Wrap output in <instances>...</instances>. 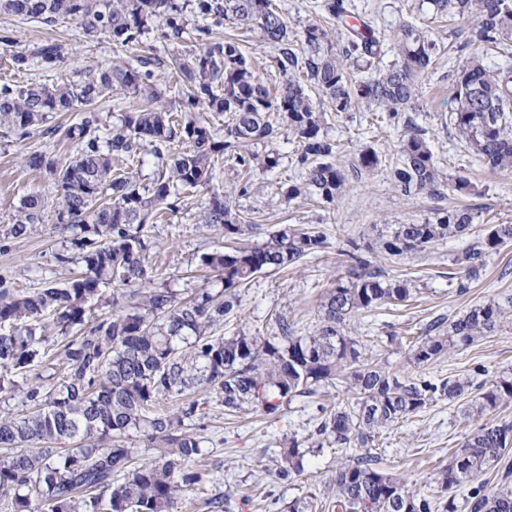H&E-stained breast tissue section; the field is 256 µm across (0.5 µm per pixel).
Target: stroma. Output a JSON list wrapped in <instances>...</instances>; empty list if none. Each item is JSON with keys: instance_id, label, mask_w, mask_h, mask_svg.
I'll return each mask as SVG.
<instances>
[{"instance_id": "stroma-1", "label": "stroma", "mask_w": 512, "mask_h": 512, "mask_svg": "<svg viewBox=\"0 0 512 512\" xmlns=\"http://www.w3.org/2000/svg\"><path fill=\"white\" fill-rule=\"evenodd\" d=\"M275 2L292 31H301L312 22L330 31L336 26L335 20L322 12V0ZM354 4L359 14L376 17L381 27L394 26L409 16L437 36L442 48L438 65L423 80L417 102L406 116L423 129L445 177L468 179L472 191L464 197L449 189L439 197L426 193L403 196L394 185L393 171L399 159L401 138L407 132L404 122L373 125L371 112L364 108L336 114L329 104L322 102L317 90H310V97L320 103L325 113L329 138L341 149L335 161L344 170L346 190L336 204L328 205L316 198L289 202L281 196L280 185L299 176L298 143L285 127L273 144L280 154L278 168L270 172L257 170L247 176L233 160L223 157L215 164V184L229 194L233 209L242 211L256 224V231L246 236V243H262L280 224H315L327 234L328 246L295 266L257 274L243 284L238 290L240 305L225 318L220 335L245 331L273 336L282 316L287 317L297 333L312 331L318 322L323 296L337 279L347 275L343 249L348 242L360 243L373 237L374 226L420 223L462 203L480 207L471 227L472 235L482 234L489 224H512V170L491 172L480 167L448 123L455 95L448 65L461 56L471 20L435 13L429 0H354ZM2 27L13 29L16 41L11 46L0 45V80L22 87L63 83L86 69L127 64L133 56L132 51L116 49L109 34L87 36L78 22L69 18L45 27L0 14ZM214 33L237 38L267 85H282L284 78L274 63L277 51L262 41L259 31L223 24L215 27ZM47 39L59 41L67 51L65 60L55 70L12 69L10 59L14 53L33 52ZM370 147L378 152L380 164L369 174L358 169L357 157ZM74 150V142L40 132L21 141L0 133V283L13 291H31L83 269L79 252L71 243V232L56 224L61 207L57 187L48 175L25 164L26 156L32 152L46 151L65 159ZM247 180L252 183L251 191L239 195L241 184ZM33 192L40 193L46 202L43 223L34 225L24 238L8 237V227L20 200ZM208 201L206 191H187L179 211L163 213L153 225L148 255L154 286L172 288L184 296L203 288L220 290L219 280L201 264L204 254L224 248L222 230L199 224V214ZM467 243L463 237L441 242L413 256L377 257V264L390 275L416 279L420 292L408 305L382 308L356 318L354 327L361 340L363 359L379 360L394 371L405 373L409 343L431 320L457 317L473 305L512 296V244L488 258L485 270L467 294L449 293L448 275L454 267L448 259L463 252ZM61 253L71 256V264L58 266L56 257ZM479 364L485 366V374L473 375V368ZM510 370L512 316L496 332L470 348L443 356L426 368L429 375L443 378L470 374L475 383L486 385L500 372ZM346 399V393L328 386L315 397L293 398L272 415L252 410L230 415L218 396H211L208 415L201 422V434L208 464L222 466L223 477L205 479L192 498L177 500L174 512H207L205 499L224 491L229 484L237 488L233 512H285L290 501L308 495L314 498L313 512H330L332 478L347 456L345 449L326 448L306 454L303 472L286 484L279 483L274 476L275 458L288 438L302 440L316 430L322 417L321 407L329 408ZM468 430L461 419L459 404L441 401L382 429L373 451L380 456L385 470L403 477L409 488L426 492L434 487L439 465L447 462L449 451L459 447Z\"/></svg>"}]
</instances>
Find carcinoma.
<instances>
[{
	"instance_id": "obj_1",
	"label": "carcinoma",
	"mask_w": 512,
	"mask_h": 512,
	"mask_svg": "<svg viewBox=\"0 0 512 512\" xmlns=\"http://www.w3.org/2000/svg\"><path fill=\"white\" fill-rule=\"evenodd\" d=\"M434 11L467 15L474 26L470 45L512 40V0H430ZM322 10L340 21L353 17L351 0H324ZM0 14L23 16L46 27L60 18L79 22L84 34L106 32L117 48L137 49V66L111 65L86 70L78 79L56 85L20 87L0 84V128L21 139L30 137L52 112H75L79 122L43 130L74 140L75 153L61 161L43 152L27 157L28 168L51 177L62 208L57 223L75 232L85 271L63 281L17 294L0 289V394L24 384L26 409L0 406V498L9 512H173L180 497L197 490L205 473L202 437L185 421L203 415L204 402L166 414H154L156 402L181 397L193 388L216 392L224 410L278 412L295 396L313 397L340 380L353 393L344 408L321 409L322 421L311 443L354 449L335 471L334 512H458L453 490L499 466L512 449V421L480 425L465 434L460 447L437 472L436 496L410 490L401 477L380 467L371 452L380 430L441 401H463L469 422L512 403V372L500 373L474 393L470 376L436 378L424 367L451 352L466 349L501 327L503 305L488 300L459 317L425 325L408 348L413 371L398 375L379 363L362 360L351 321L382 306H399L418 293L413 279L388 275L373 261L380 252L412 256L432 245L468 234L478 215L472 205L450 207L421 224H388L377 245L350 243L347 277L336 281L321 304L319 323L303 336L288 318L267 338L244 331L217 336L224 317L239 306L236 289L266 270L286 269L327 248V235L315 227L283 224L260 245L238 246L253 232L232 210L230 196L210 187L213 158L227 155L249 174L279 165L271 149L277 130L274 115L284 117L297 139L299 179L280 185L288 201L312 194L334 204L346 188L341 166L331 162L336 143L324 134L325 113L292 76L300 71L337 113L357 105L376 106V123L393 124L417 99L421 79L436 66L439 45L429 31L404 20L379 34L377 19L336 30L339 51L325 47L329 33L318 23L302 31L309 53L301 56L290 39L288 23L273 0H0ZM213 17L217 24L258 29L277 49L276 66L285 77L271 90L255 74L233 38L216 36L208 24L190 18ZM161 20L159 39L174 45L189 36L192 49L167 57L144 48L142 38ZM393 43L395 62L379 68L384 42ZM65 59L62 44L47 41L29 55L11 58L16 71L33 66L52 71ZM168 67L181 80L179 108L162 100L154 82ZM455 108L450 124L483 167L512 169V63L487 67L478 53L457 61L451 71ZM128 93L136 109L117 121L103 119L104 97ZM227 116L224 139L216 138L203 113ZM409 128L399 145L396 187L405 196L439 194L447 186L419 128ZM263 144L260 153L252 146ZM155 159L147 184L120 174L114 162L138 165L144 151ZM380 163L370 148L358 155V168L374 171ZM210 191L200 224L219 226L227 246L201 262L221 279L186 299L168 288H153L147 261L149 224L157 212L180 208L183 194ZM46 210L37 193L20 203L9 227L19 239L40 224ZM512 242V224H489L465 251L452 259L458 275L448 288L465 294L486 260ZM113 285L112 316L98 319L92 301L102 286ZM53 322L60 335L48 336ZM133 432L143 436L151 457L128 445ZM302 444L292 440L276 459L275 477L288 481L303 471ZM466 512H512L509 472L492 489L471 487Z\"/></svg>"
}]
</instances>
